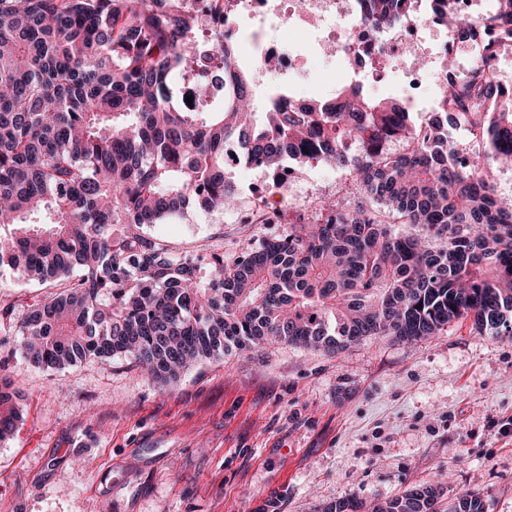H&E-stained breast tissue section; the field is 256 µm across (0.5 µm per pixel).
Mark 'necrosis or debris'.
Returning a JSON list of instances; mask_svg holds the SVG:
<instances>
[{"label": "necrosis or debris", "instance_id": "1", "mask_svg": "<svg viewBox=\"0 0 512 512\" xmlns=\"http://www.w3.org/2000/svg\"><path fill=\"white\" fill-rule=\"evenodd\" d=\"M179 4L199 19L206 37L227 44L249 40L258 63L273 62L269 75L277 80L310 72L293 42L281 37L285 27L302 31L323 59H349L363 83H380L400 74L405 92L422 99L427 108L432 105L427 92H438L448 82L443 58H457L456 74L464 78L487 68L482 51L460 53L437 9L421 17L409 16L403 25L380 34L358 22L359 0H232L222 13L213 0H179ZM450 5L473 19L484 48L502 47L505 24L494 13L493 0H450ZM413 53L424 60V67L411 65Z\"/></svg>", "mask_w": 512, "mask_h": 512}]
</instances>
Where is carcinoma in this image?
Returning a JSON list of instances; mask_svg holds the SVG:
<instances>
[{
    "label": "carcinoma",
    "instance_id": "1",
    "mask_svg": "<svg viewBox=\"0 0 512 512\" xmlns=\"http://www.w3.org/2000/svg\"><path fill=\"white\" fill-rule=\"evenodd\" d=\"M359 12L379 33L406 20L393 0H359ZM448 18L460 43L474 41L469 17ZM198 29L173 0H0V265L61 289L18 324L0 308V333L28 366L125 354L166 383L272 341L338 356L364 337L416 340L466 319L480 335L512 336V207L489 175L512 158V93L497 77L448 80L424 133L409 99L350 81L327 103L282 88L256 112L250 64L215 38L198 49ZM193 70L203 89L224 85L220 110L183 109L178 80ZM450 126L485 150L460 154ZM229 148L277 179L288 159L348 167L351 189L380 207L327 200L290 218L261 201V223L288 234L215 257L203 279L190 252L172 254L145 228L191 206L235 207ZM19 400L0 376V441ZM362 509L344 498L324 512ZM371 512L486 504L419 485Z\"/></svg>",
    "mask_w": 512,
    "mask_h": 512
}]
</instances>
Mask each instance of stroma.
I'll list each match as a JSON object with an SVG mask.
<instances>
[{
    "label": "stroma",
    "instance_id": "35a3bbf8",
    "mask_svg": "<svg viewBox=\"0 0 512 512\" xmlns=\"http://www.w3.org/2000/svg\"><path fill=\"white\" fill-rule=\"evenodd\" d=\"M236 209L148 227L201 270L284 224L254 223L263 196L290 214L321 201L373 208L347 169L292 165L285 188L263 169H231ZM49 289L0 266V305L21 319ZM22 418L0 441V512H323L354 498L382 502L441 481L446 498L481 494L512 512V339L470 322L415 341L373 337L338 356L272 342L196 364L162 385L128 356L62 370L28 367L0 344Z\"/></svg>",
    "mask_w": 512,
    "mask_h": 512
}]
</instances>
